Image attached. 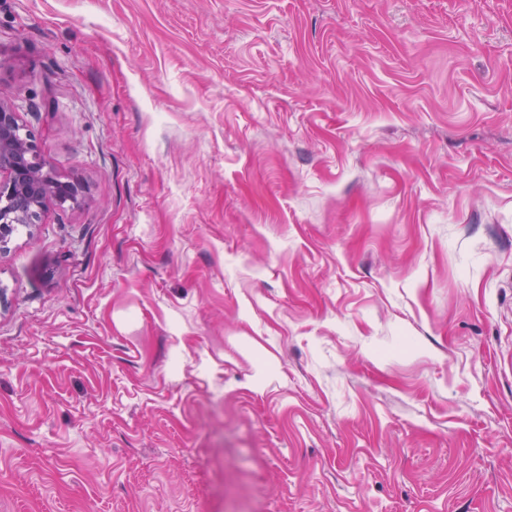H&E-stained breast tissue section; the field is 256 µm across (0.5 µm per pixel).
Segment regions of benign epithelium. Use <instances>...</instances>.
<instances>
[{"label": "benign epithelium", "instance_id": "1", "mask_svg": "<svg viewBox=\"0 0 512 512\" xmlns=\"http://www.w3.org/2000/svg\"><path fill=\"white\" fill-rule=\"evenodd\" d=\"M18 115L0 103V243L13 224H34L50 197L62 199L74 186L58 182L38 154L34 138L12 136Z\"/></svg>", "mask_w": 512, "mask_h": 512}]
</instances>
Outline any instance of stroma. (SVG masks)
I'll list each match as a JSON object with an SVG mask.
<instances>
[{
  "instance_id": "35a3bbf8",
  "label": "stroma",
  "mask_w": 512,
  "mask_h": 512,
  "mask_svg": "<svg viewBox=\"0 0 512 512\" xmlns=\"http://www.w3.org/2000/svg\"><path fill=\"white\" fill-rule=\"evenodd\" d=\"M0 102V512H512V0H0ZM17 124V113L0 103V243L9 237L11 224L36 223L49 197L62 199L74 191V185L58 182L46 169L32 135L13 138ZM16 194L19 208L9 211L6 203Z\"/></svg>"
}]
</instances>
